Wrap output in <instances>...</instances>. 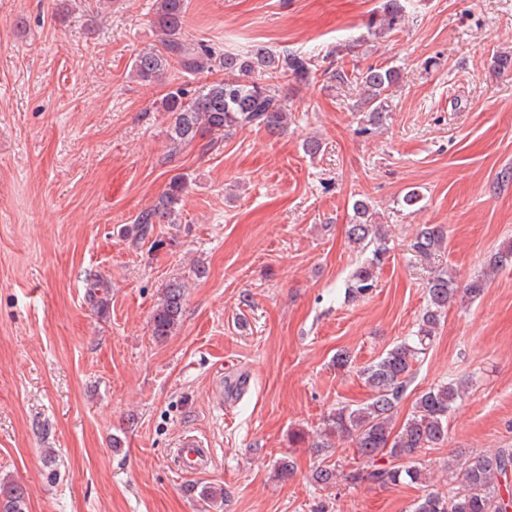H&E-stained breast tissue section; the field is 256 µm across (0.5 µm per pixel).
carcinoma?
I'll return each instance as SVG.
<instances>
[{"instance_id": "1", "label": "carcinoma", "mask_w": 512, "mask_h": 512, "mask_svg": "<svg viewBox=\"0 0 512 512\" xmlns=\"http://www.w3.org/2000/svg\"><path fill=\"white\" fill-rule=\"evenodd\" d=\"M188 0H156L152 24L156 43L138 53L131 72L142 82L163 77L171 62L182 72L193 75L211 72L219 66L224 79L190 92L183 87L168 94L163 109L172 113L171 138L188 145L206 132L230 134L250 125L276 133L287 121L288 105L279 94L280 82L307 85L325 76L339 85H352L362 94L365 121L372 126L383 123L389 108L390 90L399 83L400 73L386 63L365 69L347 70L334 61L313 55L289 52L277 55L258 46L242 56L224 55L204 44H192L183 38ZM406 0H382L368 24L371 35H388L401 28L405 20ZM184 184L175 181L152 208L142 212L131 228L133 240H144L154 225L171 221L176 214ZM348 238L359 248L373 246L372 258L352 273L345 298L355 302L368 297L375 288L376 268L388 252L381 225L368 203L358 199ZM448 230L439 224H424L417 232L412 249L428 257L447 246ZM489 266L493 270L512 267V244L494 253ZM487 278L476 277L466 285L446 271H439L427 283V302L415 334L395 344L360 374L370 389L368 400L356 407L345 405L330 413L324 422V435L351 441L366 467L346 475L349 484L369 482L380 487L403 483L421 484L425 473L418 466L423 451L440 444L448 434V412L463 398L464 385L449 381L422 392L414 410L399 430L392 419L403 399L414 360L425 353L433 340L448 306L461 295L470 300L484 295ZM87 300L95 308L107 302L110 285L99 276L87 283ZM186 285L169 282L161 303L152 314V335L163 339L172 334L184 313ZM463 458L458 476L460 488L448 494L424 491L413 512H509L512 489L507 470L512 468V448H495L478 454H459ZM0 512H28L25 490L9 480H0Z\"/></svg>"}]
</instances>
